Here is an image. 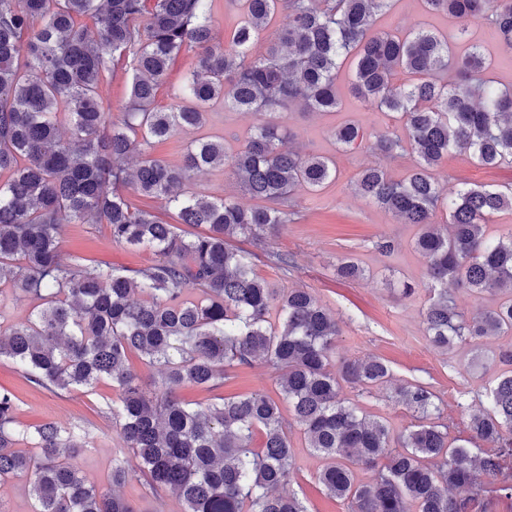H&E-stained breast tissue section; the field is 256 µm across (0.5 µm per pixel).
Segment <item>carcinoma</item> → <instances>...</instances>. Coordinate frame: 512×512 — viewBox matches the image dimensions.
<instances>
[{
  "label": "carcinoma",
  "instance_id": "cac0c4a2",
  "mask_svg": "<svg viewBox=\"0 0 512 512\" xmlns=\"http://www.w3.org/2000/svg\"><path fill=\"white\" fill-rule=\"evenodd\" d=\"M230 38L214 42L212 0H0V284L38 301L21 324H0V358L26 382L62 395L112 381L108 406L122 447L112 482L142 486L152 497L178 496L185 512H308L284 492L298 470L291 443L298 424L323 466L317 480L347 512H472L474 504L512 500V370L464 407L467 437L448 442L442 399L421 383L395 389L417 423L393 434L383 419L340 399L341 383L385 387L377 357L335 364L340 328L307 288H276L253 270L237 238L277 236L298 214L293 192L317 191L336 178V163L292 145L280 110L293 103L331 113L340 105L336 75L350 63L349 93L366 107L400 114L402 126L376 137L385 158L408 143L416 159L393 179L364 168L354 192L420 232L429 298L423 323L433 345L448 349L512 336V226L494 236L488 223L512 209V187L464 184L447 192L435 171L448 155L496 166L512 158V90L485 78L475 44L455 55L448 38L419 29H374L393 0H238ZM425 10L492 24L512 50V0H422ZM91 17L97 35L78 26ZM273 38L253 51L261 32ZM196 61L182 101H153L184 49ZM129 60L131 85L120 118L104 93L114 62ZM407 82L395 84L398 75ZM224 101L258 120L238 150L197 139L181 164L150 148L176 128L199 129L205 105ZM342 150L365 132L334 127ZM222 166L245 192L272 207L245 208L232 197L183 193L191 174ZM164 200L187 234L153 212L131 206L126 192ZM446 211L448 223L434 220ZM66 224H105L112 241L151 251L156 260L129 276L63 252ZM336 275L359 280L351 257ZM497 294L493 308L469 315L453 291ZM144 298H133L135 291ZM138 354L161 369L151 389L130 367ZM263 360L276 372L277 395H218L184 402L191 386L214 391L229 370ZM288 403L293 420L282 412ZM18 398L0 388V484L30 477L33 512H140L136 504L80 475L76 459L93 447L84 422L17 421ZM260 433V448L252 446ZM489 444L487 448L477 443ZM29 450H24V447ZM374 470L368 483L355 468Z\"/></svg>",
  "mask_w": 512,
  "mask_h": 512
}]
</instances>
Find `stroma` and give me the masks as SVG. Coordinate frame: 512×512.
I'll return each instance as SVG.
<instances>
[{"instance_id":"stroma-1","label":"stroma","mask_w":512,"mask_h":512,"mask_svg":"<svg viewBox=\"0 0 512 512\" xmlns=\"http://www.w3.org/2000/svg\"><path fill=\"white\" fill-rule=\"evenodd\" d=\"M375 26L381 31L424 28L440 32L456 48L461 45L460 35H467L487 55L491 63L489 77L500 87L512 88V53L503 52L496 33L483 20L461 21L427 12L421 0H395L389 11L377 16ZM281 120L293 130L295 143L303 153L335 159L336 178L318 192L297 189L300 217L278 236L259 246L237 239L234 247L254 252L255 273L274 287L311 289L339 322L337 357L375 356L385 360L397 383L428 384L444 401L449 417L461 420L460 403L484 394L488 382L502 365L483 361L467 366L466 361L472 355L467 345L447 352L431 346L420 316L427 293L421 288L424 260L413 247L418 227L398 223L391 214L368 204L352 191V184L364 167L382 165L393 178L399 179L413 165L415 156L407 150L399 158L386 159L366 145L344 152L338 150L330 136L332 127L345 122L359 125L368 134L390 131L399 125L396 114L365 108L345 93L341 108L334 113L319 115L294 105L284 109ZM255 121L253 113L231 111L217 102L209 108L205 127L173 131L155 143L153 154L165 162L180 163L187 146L197 137L223 139L226 151L231 153ZM436 175L452 188L465 183L509 185L512 160L486 168L466 155L453 154L437 169ZM184 191L214 198L234 196L246 207L257 204L256 199L242 193L230 171L219 168L197 173L185 183ZM383 235L397 241L394 252L384 254L376 249L375 243ZM61 247L65 252L115 269L135 270L155 260L150 251L113 243L103 224L64 225ZM279 254L291 257L293 271L287 273L279 268L275 261ZM345 254L353 255L365 268L364 279L348 282L337 278L336 264ZM406 281L420 287L408 299L400 296ZM0 387L10 388L17 394L18 419L25 426H36L47 420L64 424L87 422L96 446L78 457L76 464L88 480L107 482L112 454L121 444L118 429L102 413L105 403L115 396L111 381L60 398L26 383L12 361L3 357L0 358ZM259 390L271 394L276 391L275 373L261 361L235 369L220 393L227 396ZM340 396L359 404L369 414L386 418L394 432H401L416 422L411 412L391 399L389 390L365 392L345 383ZM293 444L300 470L288 484V492L303 499L309 512H346L343 502L330 498L319 485L317 474L323 462L310 454L302 431H295Z\"/></svg>"}]
</instances>
